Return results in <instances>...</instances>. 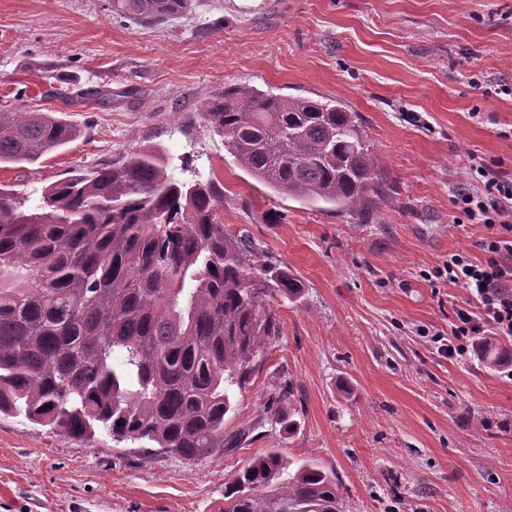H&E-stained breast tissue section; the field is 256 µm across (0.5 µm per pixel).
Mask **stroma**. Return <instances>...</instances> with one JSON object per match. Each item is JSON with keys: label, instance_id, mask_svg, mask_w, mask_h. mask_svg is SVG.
Listing matches in <instances>:
<instances>
[{"label": "stroma", "instance_id": "35a3bbf8", "mask_svg": "<svg viewBox=\"0 0 512 512\" xmlns=\"http://www.w3.org/2000/svg\"><path fill=\"white\" fill-rule=\"evenodd\" d=\"M504 83L512 0H192L161 23L113 18L109 0H0V112L82 131L0 168L1 185L32 208L69 169L153 147L177 178L219 181L225 225L304 285L278 303L284 336L225 417L243 447L197 462L1 413L0 512H219L225 479L271 448L336 472L345 512H512V379L417 334L447 332L465 298L432 268L455 250L484 257L486 227L455 226L451 196L470 165L512 170ZM228 84L358 113L393 188L375 219L351 223L241 168L201 118ZM287 385L291 436L263 412Z\"/></svg>", "mask_w": 512, "mask_h": 512}]
</instances>
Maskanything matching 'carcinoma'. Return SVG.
<instances>
[{
	"mask_svg": "<svg viewBox=\"0 0 512 512\" xmlns=\"http://www.w3.org/2000/svg\"><path fill=\"white\" fill-rule=\"evenodd\" d=\"M191 0H110L112 17L156 23ZM224 148L278 195L367 224L389 180L355 112L337 101L229 85L202 113ZM34 110L0 112V165L34 164L79 136ZM153 148L73 171L22 210L0 188V413L84 442L154 445L202 461L224 418L284 336L274 303L301 282L245 232L224 226V191L187 184ZM473 352L511 362L495 336ZM284 389L265 412L293 435ZM288 402V407L281 406ZM221 512H343L336 473L272 448L224 482Z\"/></svg>",
	"mask_w": 512,
	"mask_h": 512,
	"instance_id": "cac0c4a2",
	"label": "carcinoma"
}]
</instances>
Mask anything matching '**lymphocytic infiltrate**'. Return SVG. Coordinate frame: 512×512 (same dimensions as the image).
I'll return each mask as SVG.
<instances>
[{
    "instance_id": "1",
    "label": "lymphocytic infiltrate",
    "mask_w": 512,
    "mask_h": 512,
    "mask_svg": "<svg viewBox=\"0 0 512 512\" xmlns=\"http://www.w3.org/2000/svg\"><path fill=\"white\" fill-rule=\"evenodd\" d=\"M453 205L457 226L482 224L489 233L480 243L485 260L458 250L434 270L466 294L447 337L431 336L452 359L466 355L472 339L486 332L512 338V173L471 165L466 183L453 192Z\"/></svg>"
}]
</instances>
